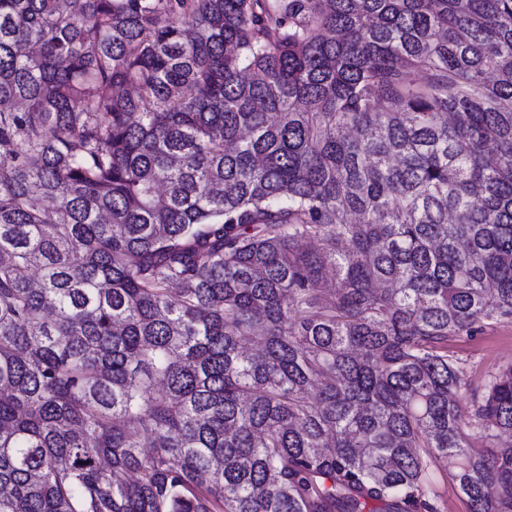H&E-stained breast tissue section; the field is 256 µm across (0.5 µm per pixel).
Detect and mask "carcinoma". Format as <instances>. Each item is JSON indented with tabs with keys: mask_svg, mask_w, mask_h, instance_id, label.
I'll return each instance as SVG.
<instances>
[{
	"mask_svg": "<svg viewBox=\"0 0 512 512\" xmlns=\"http://www.w3.org/2000/svg\"><path fill=\"white\" fill-rule=\"evenodd\" d=\"M501 321L512 0H0V512H512ZM448 353L466 369L472 386H480L489 372L512 363V322L494 324L476 336L450 338ZM437 471L438 512H469L466 497L459 491L448 471V461L441 460Z\"/></svg>",
	"mask_w": 512,
	"mask_h": 512,
	"instance_id": "1",
	"label": "carcinoma"
}]
</instances>
